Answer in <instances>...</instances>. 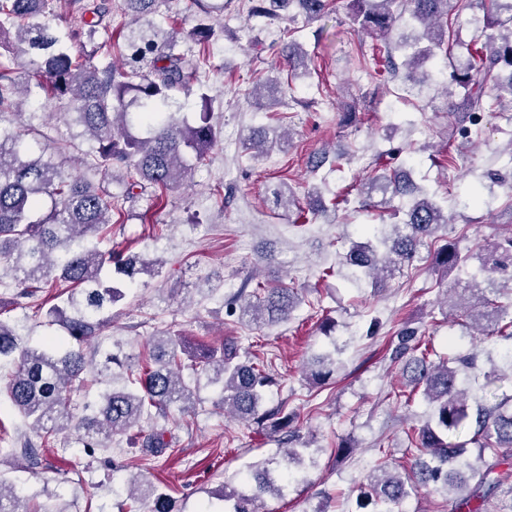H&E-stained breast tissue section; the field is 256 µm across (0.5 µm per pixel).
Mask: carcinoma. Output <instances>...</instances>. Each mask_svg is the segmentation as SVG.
<instances>
[{
	"label": "carcinoma",
	"mask_w": 512,
	"mask_h": 512,
	"mask_svg": "<svg viewBox=\"0 0 512 512\" xmlns=\"http://www.w3.org/2000/svg\"><path fill=\"white\" fill-rule=\"evenodd\" d=\"M163 0H69L70 23H55L53 0H0V58L14 62L26 58L32 69L24 88L0 61V115L42 97L62 102L59 117L73 130L71 140L57 144L30 124L15 130L0 124V270L21 288L28 299L29 318L60 327L63 336L30 346L18 326L0 318V365L11 370L0 388L24 419L30 434L15 445L32 466L39 449L54 445V437L69 429L89 453L107 449L115 434L138 435L141 459L150 461L173 451L159 420L171 407L191 404L194 378L186 368L205 374L219 403L244 422L252 421L271 434H283L285 467L277 474L261 464L244 478L247 492L224 493V512H257L268 494H279L282 482L305 465L309 441L301 434L297 414L281 400L267 405L275 378L268 363L240 360L237 340L219 347H192L185 337L162 331L150 338L146 359L130 369L129 385L116 388L108 380L112 365L128 360L98 341L112 322V306L125 298L114 285L112 273L130 279L152 263L138 256H123L99 248L112 233V223H123L125 204L148 196L160 200L185 181L189 171L206 161L219 142L220 131L211 122V75L217 71L211 52L224 37V0H194L195 24L184 32L176 23L157 20ZM333 0H242L249 18L285 22L283 33L293 36L298 20L314 22L328 13ZM357 32L371 34L372 59L386 58L375 79L386 86L398 78L393 52L402 53L401 65L414 87L438 82L432 66L451 69L450 78L460 98L451 103L459 115L458 132L464 138L479 128L484 98L498 101L508 95L512 108V0H351ZM488 5L486 19L476 27L467 58H455L448 42L453 24L464 11ZM130 15L133 25L118 24L123 41L110 33L115 19ZM82 51L74 54L76 41ZM268 50L287 59L289 70L308 68L310 58L294 40ZM509 69L508 78L499 72ZM184 99H179L178 94ZM89 142L82 162L100 179L92 182L66 168L62 155L77 139ZM246 150L259 159L272 149L264 129L244 140ZM410 161L396 168L380 165L359 183L362 204L382 194L378 205L409 198L399 223L368 227L371 239L354 243L347 263L384 287L396 270L419 258L420 247L448 223V210L418 185ZM117 182L120 192H112ZM118 215L112 220V215ZM470 254L446 243L434 255L436 269L457 272L471 285L484 275L512 268V235L486 245V258L477 269ZM49 294L47 305L41 294ZM303 302L295 288H268L245 281L225 300L229 315L240 322L272 324L290 319ZM477 319L493 327L492 334L512 339V310L483 301ZM392 361L402 364L409 392L408 405L418 394L432 406L429 419L408 432L412 460L406 476L380 463L357 496V509L395 512L412 493L424 489L444 492L449 512H512V399L492 407L470 410L459 386V369L449 359L431 358L429 346L410 326L397 334ZM97 341L93 356L99 361L86 379L85 347ZM338 370L331 351H314L307 359L306 377L313 384L330 379ZM103 388L89 396V387ZM84 391L83 401L71 394ZM475 426L466 440L454 433L466 422ZM478 449L480 464L470 461L469 447ZM125 492L132 504L121 512H137L135 503L148 500L151 512H172L171 497L152 482L127 480ZM14 485L0 480V512H37L25 506Z\"/></svg>",
	"instance_id": "1"
}]
</instances>
